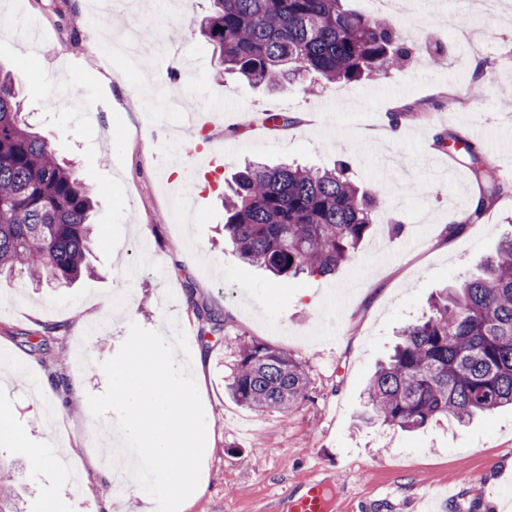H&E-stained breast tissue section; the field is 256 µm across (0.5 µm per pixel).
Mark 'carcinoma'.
Wrapping results in <instances>:
<instances>
[{
  "instance_id": "obj_1",
  "label": "carcinoma",
  "mask_w": 512,
  "mask_h": 512,
  "mask_svg": "<svg viewBox=\"0 0 512 512\" xmlns=\"http://www.w3.org/2000/svg\"><path fill=\"white\" fill-rule=\"evenodd\" d=\"M200 20L178 27L200 32L218 52L216 76L236 74L268 88L296 76L321 87L387 75L410 64L416 48L396 23L357 14L344 0H209ZM479 188V208L509 190L481 150L457 137ZM224 196V235L248 265L288 282L328 276L351 259L369 233L383 189L358 186L351 164L331 168L248 165ZM89 188L34 131L0 73V274L19 272L39 287H68L91 274L94 241ZM199 341L231 320L229 311L192 304ZM308 374L288 352L251 341L238 345L228 377L232 399L256 413H286L308 393ZM512 405V235L500 240L479 273L444 288L429 313L404 325L388 360L364 392V417L415 431L451 419L468 424ZM0 512H19L12 471L0 466Z\"/></svg>"
}]
</instances>
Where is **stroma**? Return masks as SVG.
Returning <instances> with one entry per match:
<instances>
[{"instance_id":"obj_1","label":"stroma","mask_w":512,"mask_h":512,"mask_svg":"<svg viewBox=\"0 0 512 512\" xmlns=\"http://www.w3.org/2000/svg\"><path fill=\"white\" fill-rule=\"evenodd\" d=\"M93 0H0V17L41 16L50 33L31 43L0 33V68L11 71L31 123L54 151L71 160L91 190L100 236L92 276L69 288L32 287L0 277V361L19 362L24 375L0 377V413L20 440L0 432V462L14 472L22 512H44L63 500L70 512H145L134 489L113 491V473L101 461L110 446L98 442L100 424L88 395L105 392L102 362L113 357L130 323L170 334L167 317L184 330L201 359L203 400L209 417L203 480L184 512H273L282 492L315 479L325 482L330 512H413L422 485L453 480L464 468L485 473L442 512H504L512 500V407L470 425L448 424L405 432L362 423V392L375 366L391 351L396 331L429 309L432 295L474 273L512 232V194L500 196L480 228L445 233L449 211L468 209L477 194L460 144L439 148V134L477 144L483 162L512 183V69L499 60L512 53V19L500 11L471 9L467 0H419L411 21L399 24L419 54L402 71L342 82L309 93L295 82L278 90L233 77H215L212 46L202 37L182 41L177 78L161 66L158 46L172 27L160 0L150 65L127 74L121 59L104 69L103 25L90 36ZM441 64H433V55ZM148 81L152 97L181 94L196 105L223 108L228 117L213 131L224 150V173L206 169L182 187L194 221L169 218L158 168L167 147L140 131V108L124 98L126 85ZM414 107L426 119L404 120L389 142L379 140L389 113ZM98 115L85 119V111ZM267 112L297 122L265 128ZM333 166L348 161L362 187L381 186L383 205L355 256L326 278L279 283L244 264L224 238V178L246 161ZM404 231L392 235V222ZM194 289L186 298L185 286ZM229 310L231 321L198 342L192 305ZM62 329L44 337V325ZM287 350L308 371V398L289 414L250 411L229 398L225 381L239 340ZM67 379L56 391L50 375ZM70 478H63L62 470Z\"/></svg>"}]
</instances>
